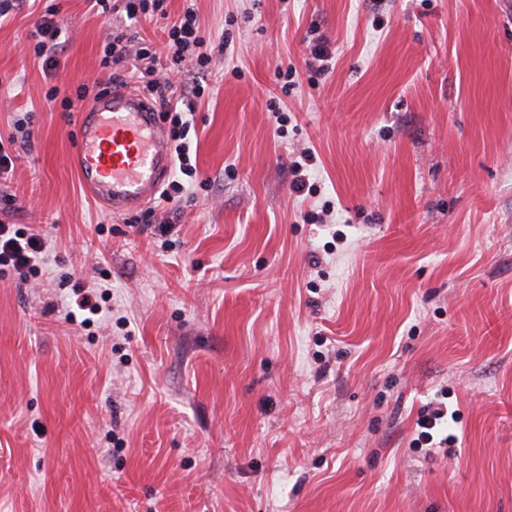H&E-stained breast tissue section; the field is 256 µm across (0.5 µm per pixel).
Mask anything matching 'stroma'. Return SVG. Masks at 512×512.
Returning a JSON list of instances; mask_svg holds the SVG:
<instances>
[{"mask_svg":"<svg viewBox=\"0 0 512 512\" xmlns=\"http://www.w3.org/2000/svg\"><path fill=\"white\" fill-rule=\"evenodd\" d=\"M187 5L214 48L198 180L126 214L70 169L63 99L109 34L158 46L160 24L91 0L0 17V224L49 243L41 275L0 273V512H512V0ZM437 402L444 455L417 440ZM47 15L51 16L47 18L43 17V20L37 24L36 28V42L34 43V53L44 58L45 62L51 66L54 62L53 57L56 55L58 50L59 42L57 39L62 33L64 26L63 20L56 18L57 14L52 9L48 10ZM301 161L294 160L291 163L292 182L291 190L298 194H304L307 189L311 191V185L309 184V171L310 166L313 165V156L311 153L305 151L300 155Z\"/></svg>","mask_w":512,"mask_h":512,"instance_id":"35a3bbf8","label":"stroma"}]
</instances>
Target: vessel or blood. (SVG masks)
<instances>
[{"label": "vessel or blood", "instance_id": "obj_1", "mask_svg": "<svg viewBox=\"0 0 512 512\" xmlns=\"http://www.w3.org/2000/svg\"><path fill=\"white\" fill-rule=\"evenodd\" d=\"M79 127L71 166L92 198L117 214L155 199L172 157L148 100L130 87L112 90L82 112Z\"/></svg>", "mask_w": 512, "mask_h": 512}]
</instances>
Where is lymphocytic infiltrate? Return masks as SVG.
<instances>
[{"mask_svg": "<svg viewBox=\"0 0 512 512\" xmlns=\"http://www.w3.org/2000/svg\"><path fill=\"white\" fill-rule=\"evenodd\" d=\"M128 17L137 19H162L165 22L163 33L165 42L161 50L152 52L146 47L131 49L126 34L113 35L103 49L100 60L102 69L108 70L110 80L114 83L124 82L121 72L123 63L129 54H136L138 60L147 61V74L150 77L149 92L163 115L169 116L172 125V139L175 154L183 175L193 178L197 167L191 162L189 145L186 141L188 122L183 113L194 110L195 101L201 98L202 85H194L192 97L186 100L184 107L173 105L166 81L168 73H188L209 68L212 52L205 36L202 35L197 15L193 7H186L177 15H169L165 7L166 0H122ZM48 242L39 232H21L12 225L0 224V265L12 268L19 275L34 273L37 262L47 249Z\"/></svg>", "mask_w": 512, "mask_h": 512, "instance_id": "lymphocytic-infiltrate-1", "label": "lymphocytic infiltrate"}]
</instances>
